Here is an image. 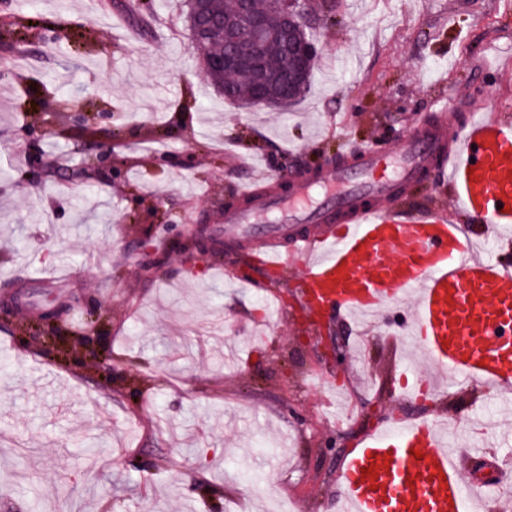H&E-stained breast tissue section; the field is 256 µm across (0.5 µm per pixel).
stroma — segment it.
<instances>
[{
  "label": "stroma",
  "instance_id": "obj_1",
  "mask_svg": "<svg viewBox=\"0 0 512 512\" xmlns=\"http://www.w3.org/2000/svg\"><path fill=\"white\" fill-rule=\"evenodd\" d=\"M0 0V512H336L344 456L375 430L448 425L484 512L512 479V393L437 376L386 322L311 311L299 258L208 241L188 270L187 225L243 207L252 159L324 173L345 141L382 149L495 95L512 122V0H358L313 30L296 105L224 102L187 46L183 0ZM30 62L25 92L12 86ZM92 132L83 142L81 132ZM481 257L512 262V234L455 214ZM164 261L138 272L140 243ZM79 336L97 312L112 379L63 358L36 322L45 302ZM339 337L341 359L329 355Z\"/></svg>",
  "mask_w": 512,
  "mask_h": 512
}]
</instances>
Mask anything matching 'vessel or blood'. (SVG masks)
<instances>
[{
	"mask_svg": "<svg viewBox=\"0 0 512 512\" xmlns=\"http://www.w3.org/2000/svg\"><path fill=\"white\" fill-rule=\"evenodd\" d=\"M496 110L485 102L461 130L440 121L382 152L346 145L325 175L292 178L287 194L225 211L219 231L264 243L270 268L299 256L301 295L313 310L375 317L416 293L412 333L437 370L511 390L512 266L475 256L447 210L391 206L396 189L429 174L448 183L456 209L511 225L512 122ZM458 471L437 421L377 431L342 462L338 512H465L484 493L465 488Z\"/></svg>",
	"mask_w": 512,
	"mask_h": 512,
	"instance_id": "b4317fda",
	"label": "vessel or blood"
}]
</instances>
